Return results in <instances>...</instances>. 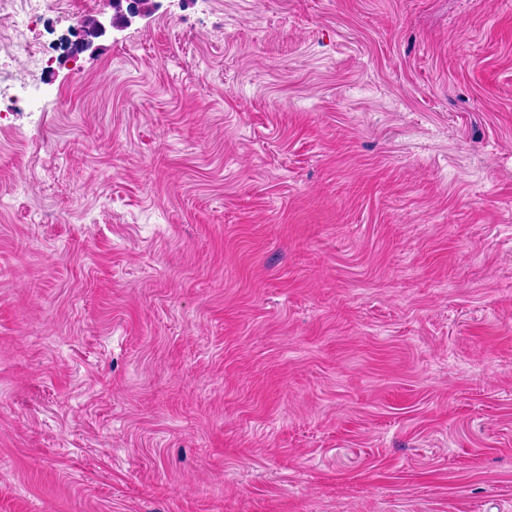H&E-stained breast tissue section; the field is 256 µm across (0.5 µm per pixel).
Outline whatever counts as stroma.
I'll return each instance as SVG.
<instances>
[{
  "instance_id": "stroma-1",
  "label": "stroma",
  "mask_w": 512,
  "mask_h": 512,
  "mask_svg": "<svg viewBox=\"0 0 512 512\" xmlns=\"http://www.w3.org/2000/svg\"><path fill=\"white\" fill-rule=\"evenodd\" d=\"M0 117V512H512V0H58Z\"/></svg>"
}]
</instances>
